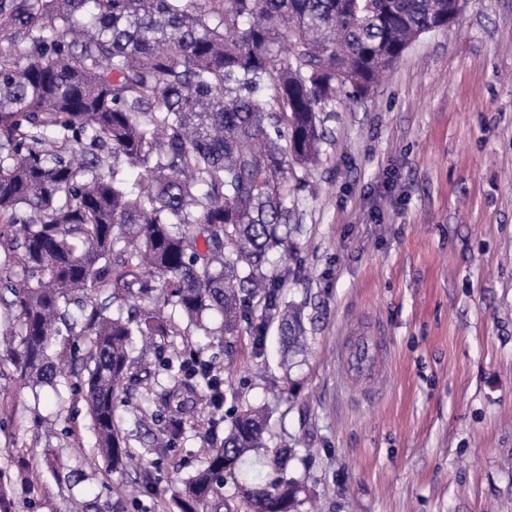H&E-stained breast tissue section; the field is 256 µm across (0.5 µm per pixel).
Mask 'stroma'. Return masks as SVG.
<instances>
[{
  "instance_id": "35a3bbf8",
  "label": "stroma",
  "mask_w": 512,
  "mask_h": 512,
  "mask_svg": "<svg viewBox=\"0 0 512 512\" xmlns=\"http://www.w3.org/2000/svg\"><path fill=\"white\" fill-rule=\"evenodd\" d=\"M319 163L292 205L285 301L305 303L307 341L282 366L277 323L264 349L178 321L159 343L221 363L227 401L208 403L175 451L144 454L161 497L201 466L242 407L265 408L268 443L318 512H512V0H473L448 28L414 41L371 94L338 96ZM381 326L378 373L348 377V336ZM117 421L142 451L157 426L143 401L154 367H135ZM65 372L58 387L20 388L0 365V458L50 452L76 465L95 445L86 405ZM35 512L108 498L133 474L58 485Z\"/></svg>"
}]
</instances>
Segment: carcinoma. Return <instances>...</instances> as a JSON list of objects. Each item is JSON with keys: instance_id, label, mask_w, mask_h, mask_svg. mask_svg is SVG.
<instances>
[{"instance_id": "obj_1", "label": "carcinoma", "mask_w": 512, "mask_h": 512, "mask_svg": "<svg viewBox=\"0 0 512 512\" xmlns=\"http://www.w3.org/2000/svg\"><path fill=\"white\" fill-rule=\"evenodd\" d=\"M456 2L0 0V30L12 32L0 55V237L11 244L3 264L24 272L0 282L13 296L0 360L28 387L55 386L82 353L89 465L122 475L137 460L114 400L134 337L155 346L171 327L150 309L156 290L205 336L212 312L227 335L259 314L303 350L301 309L265 268L288 245V199L306 187L293 169L318 162L336 90L365 96ZM64 327L83 347L51 356ZM157 360L165 382L148 402L164 431L150 447L170 448L199 401L217 414L225 394L215 362ZM267 427L259 409L235 415L185 482L179 512H196L228 477L253 512H297L303 486L286 477L287 449L268 446ZM259 450L277 473L266 483L246 477ZM15 452L30 499L14 497L0 470V512L36 507L42 463L60 483L86 477ZM73 512L122 510L95 499Z\"/></svg>"}]
</instances>
